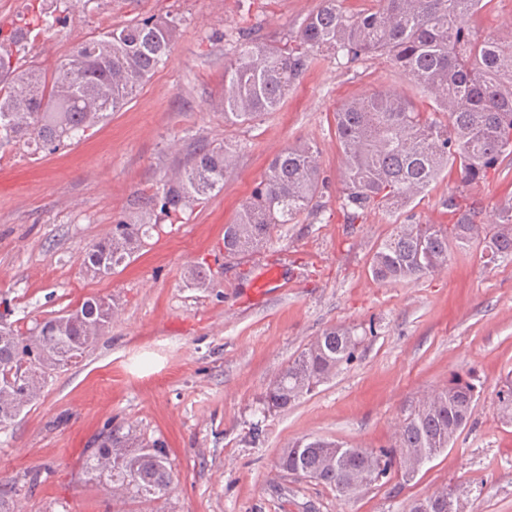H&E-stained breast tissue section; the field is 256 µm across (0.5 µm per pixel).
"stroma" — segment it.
I'll return each mask as SVG.
<instances>
[{
	"label": "stroma",
	"mask_w": 512,
	"mask_h": 512,
	"mask_svg": "<svg viewBox=\"0 0 512 512\" xmlns=\"http://www.w3.org/2000/svg\"><path fill=\"white\" fill-rule=\"evenodd\" d=\"M320 0H73L66 23L32 43L24 65L53 72L89 36L151 15L180 19L172 52L133 100L80 143L51 154L17 143L0 152V312L31 324L89 296L113 299L112 322L39 398L0 425V482L21 512H114L108 487L88 480L85 448L103 431L130 428L163 443L174 473L166 499L142 512H408L451 484L470 493L468 512H512V424L496 393L512 371V262L484 267L451 251L441 272L392 284L373 281L368 260L388 235L382 210L348 223L339 208L342 156L333 114L345 100L391 88L386 56L353 70L309 69L276 112L228 126L224 31L260 24L280 43ZM236 142L224 188L188 220L163 224L127 265L99 279L83 259L110 238L119 216L191 150ZM317 144L326 189L317 210L282 225L259 252L225 262L224 226L296 140ZM512 199V162L469 187L477 223ZM204 267V287L187 281ZM280 276L265 291V268ZM364 330L358 359L292 408L268 412L270 384L327 327ZM480 389L475 422L414 481L361 489L348 498L277 466L302 437L361 448L393 443L403 418L451 374Z\"/></svg>",
	"instance_id": "1"
}]
</instances>
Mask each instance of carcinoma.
Wrapping results in <instances>:
<instances>
[{
  "mask_svg": "<svg viewBox=\"0 0 512 512\" xmlns=\"http://www.w3.org/2000/svg\"><path fill=\"white\" fill-rule=\"evenodd\" d=\"M64 0H41L24 25L0 28V148L19 141L35 151H54L87 135L124 108L171 54L180 20L133 19L78 42L84 52L80 79L68 67L70 54L51 77L25 68L19 54L32 39L66 20ZM347 0H321L299 26L295 37L272 44L259 28L224 33L231 53L224 56V124L244 125L277 111L288 91L313 65L330 62L350 70L384 54L390 67L406 78L411 92L378 90L345 101L334 115L335 134L344 156L340 173L341 209L355 224L376 209L392 216L424 197L434 183L455 177V187L439 205L458 218L455 223L395 222L390 235L372 252L368 272L377 281L400 283L432 275L448 263L454 248L474 249L483 266L512 261V200L499 206L497 221L475 223L477 211L462 209L464 190L498 170L512 155V39L472 26V16L493 0H374L373 7L352 10ZM236 167V151L213 141L191 152L184 167L166 175L159 186L136 197L137 211L115 221L112 237L94 243L84 257L86 271L112 274L130 258L142 239L165 218L193 209L201 197L224 189ZM326 187L319 149L299 141L285 147L269 164L234 220L224 225V257L235 258L266 245L282 224H297L323 197ZM104 297L81 303V317L70 309L22 330L0 322V397L16 393L18 370L27 365L37 379L31 403L53 371L82 356L109 326ZM44 337L35 361L15 354L11 337ZM363 337L347 325L325 329L280 372L265 395L267 408L285 411L329 381L358 358ZM480 391L460 374L423 399L400 422L396 442L388 448H357L325 438L302 437L282 449L278 467L296 480L323 484L341 496L361 489L360 475L377 469L378 486L391 479L392 468L406 475L410 459L401 450L432 452L447 448L472 418ZM499 418L512 423V383L496 393ZM127 453L114 459L104 480L100 459L112 449ZM339 454L329 455L328 449ZM84 471L105 481L118 494L116 505L165 498L173 473L164 446L133 430L114 428L85 451Z\"/></svg>",
  "mask_w": 512,
  "mask_h": 512,
  "instance_id": "cac0c4a2",
  "label": "carcinoma"
}]
</instances>
